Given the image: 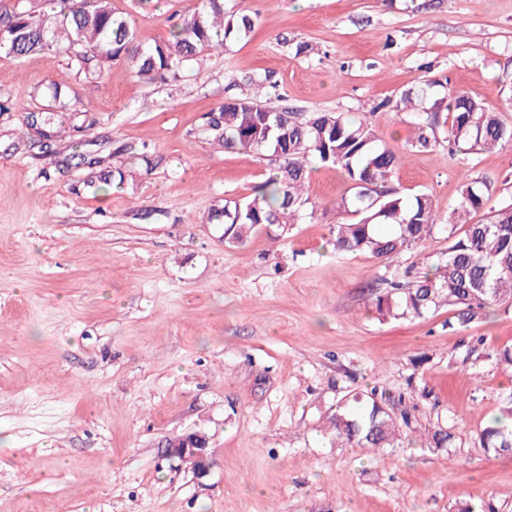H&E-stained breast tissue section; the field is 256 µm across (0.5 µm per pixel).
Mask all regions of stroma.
<instances>
[{"instance_id": "obj_1", "label": "stroma", "mask_w": 512, "mask_h": 512, "mask_svg": "<svg viewBox=\"0 0 512 512\" xmlns=\"http://www.w3.org/2000/svg\"><path fill=\"white\" fill-rule=\"evenodd\" d=\"M195 2L112 5L150 44ZM224 12L250 15L252 32L165 84L122 62L84 75L59 58L0 56L14 104L0 115V512H458L481 499L512 512V456L478 443L512 393L494 356L512 346V303L467 322L447 307H374L390 281L441 260L464 182L488 187L471 223L512 203V145L411 152L413 114L384 109L431 80L434 96L449 88L512 122V0H224ZM253 77L292 111L370 120L403 156L393 187L432 197V234L389 264L336 252L329 231L350 219L336 203L351 183L318 166L312 218L225 245L210 210L252 194L269 161L200 129ZM29 111L56 113V153L75 151L88 118L94 135L147 145L159 164L79 190L81 170L32 148ZM372 390L409 414L398 445L332 444L327 415ZM439 426L451 444L427 447ZM194 430L209 437L202 478L165 454Z\"/></svg>"}]
</instances>
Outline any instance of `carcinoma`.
Returning <instances> with one entry per match:
<instances>
[{
  "mask_svg": "<svg viewBox=\"0 0 512 512\" xmlns=\"http://www.w3.org/2000/svg\"><path fill=\"white\" fill-rule=\"evenodd\" d=\"M253 27L246 15L224 17V0H198L197 7L181 15L170 36L149 46L136 41L129 18L112 7V0H42L39 10L30 0L0 3V54L22 59L32 54L62 55L79 72H98L122 61L142 82L177 77L187 66L212 51H224L226 41L246 35ZM431 86L402 94L393 111L420 105L417 133L410 147L430 149L438 144L439 123L448 125V151L478 154L512 143V123L491 111L484 102L448 91L429 100ZM25 125L39 135L40 149L48 152L62 130L54 114L34 112ZM202 132L226 151H255L270 157L271 168L256 192L233 204L214 209L208 220L224 225V243L241 245L260 225H276L282 233L306 216L305 184L312 165L340 168L355 189L336 207L357 216L336 225L331 244L341 253L366 252L379 261L391 262L431 233L437 225L432 199L419 193L406 198L388 187L401 156L378 142L366 119L350 120L333 112H293L269 106L259 95L224 101L205 116ZM145 165L153 159L132 143L112 150ZM82 167L83 185L100 190L123 184L126 171L111 166L100 153H74L60 161L64 168ZM484 188L476 181L462 185L457 206L448 216L446 261L434 272L408 283L394 282V294L379 296L376 311L389 316H422L442 306L460 307L458 319L467 322L474 307L512 300V204L485 223H469L481 208ZM356 411L336 406L328 417L329 429L341 444L375 450L394 446L397 420L375 396L355 394ZM481 448L498 455L512 453V393L499 414L482 430Z\"/></svg>",
  "mask_w": 512,
  "mask_h": 512,
  "instance_id": "1",
  "label": "carcinoma"
}]
</instances>
